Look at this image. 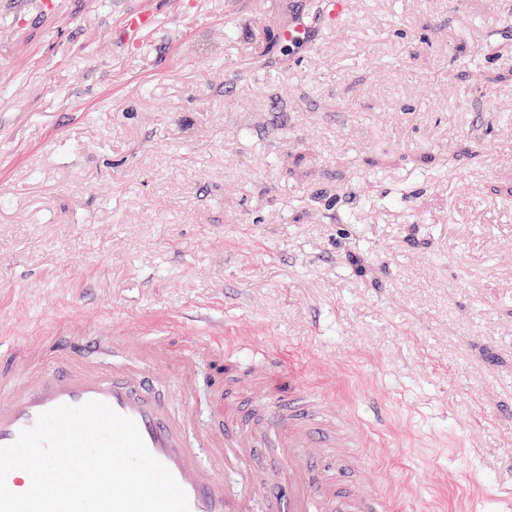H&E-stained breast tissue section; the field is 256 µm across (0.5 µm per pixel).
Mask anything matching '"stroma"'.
Masks as SVG:
<instances>
[{"label": "stroma", "mask_w": 512, "mask_h": 512, "mask_svg": "<svg viewBox=\"0 0 512 512\" xmlns=\"http://www.w3.org/2000/svg\"><path fill=\"white\" fill-rule=\"evenodd\" d=\"M318 4L0 0V338L210 317L370 424L388 512H512V0L288 48ZM151 15L143 11H132L122 19V27L125 32V39L133 43L137 36L150 26Z\"/></svg>", "instance_id": "obj_1"}]
</instances>
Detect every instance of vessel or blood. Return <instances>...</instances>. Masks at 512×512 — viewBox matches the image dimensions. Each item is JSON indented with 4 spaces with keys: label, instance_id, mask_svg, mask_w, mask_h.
<instances>
[{
    "label": "vessel or blood",
    "instance_id": "1",
    "mask_svg": "<svg viewBox=\"0 0 512 512\" xmlns=\"http://www.w3.org/2000/svg\"><path fill=\"white\" fill-rule=\"evenodd\" d=\"M151 22L149 13H127L126 40ZM117 343L110 331L94 328L13 336L0 345V446L47 410L97 400L136 422L149 451L185 491L190 512H386L389 495L372 466L367 430L303 384L280 352L262 349L242 359L219 328L183 335L187 354L173 359L166 330L146 326L135 360L104 361L103 350ZM202 362L223 402L206 419L192 399ZM163 374L184 399L180 418L155 393ZM270 441L279 445L277 477L262 483L259 450Z\"/></svg>",
    "mask_w": 512,
    "mask_h": 512
}]
</instances>
